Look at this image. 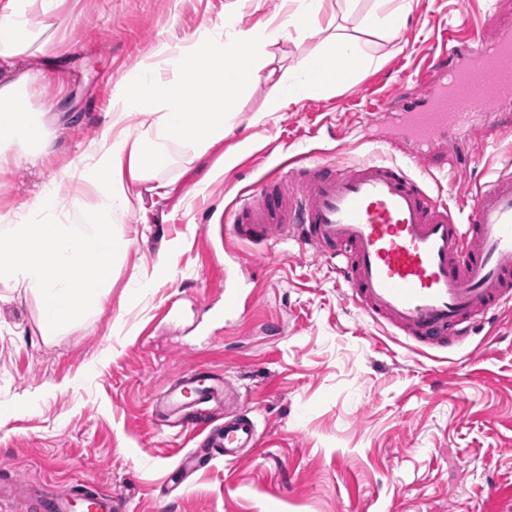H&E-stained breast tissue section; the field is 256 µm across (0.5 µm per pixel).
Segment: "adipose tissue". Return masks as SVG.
Returning <instances> with one entry per match:
<instances>
[{"instance_id":"obj_1","label":"adipose tissue","mask_w":512,"mask_h":512,"mask_svg":"<svg viewBox=\"0 0 512 512\" xmlns=\"http://www.w3.org/2000/svg\"><path fill=\"white\" fill-rule=\"evenodd\" d=\"M62 0H0V173L48 152L44 115L32 111L26 89L30 72L18 58L57 57L54 26ZM321 0H298L288 19L262 30L223 26L206 31L180 61L181 77L162 81L151 65L114 84L109 122L90 153L70 166L79 194L61 202L43 191L34 201L0 213V283L38 297L47 334L94 312L102 288L112 281V262L130 247L115 231L128 208L131 184L175 168L185 156L205 155L229 131L228 115L252 84H269L268 109L275 112L318 89L336 85L337 66L354 72L372 63L359 38L330 34L321 53L282 75L268 71V48L288 31L320 26ZM142 121L128 129L127 113Z\"/></svg>"}]
</instances>
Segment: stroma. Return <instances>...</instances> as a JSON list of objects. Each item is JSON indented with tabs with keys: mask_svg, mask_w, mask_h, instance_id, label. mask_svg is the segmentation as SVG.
I'll list each match as a JSON object with an SVG mask.
<instances>
[{
	"mask_svg": "<svg viewBox=\"0 0 512 512\" xmlns=\"http://www.w3.org/2000/svg\"><path fill=\"white\" fill-rule=\"evenodd\" d=\"M373 0L323 16L367 37L376 64L355 83L309 94L267 113L268 91H243L221 146L132 185L118 226L130 241L112 287L86 319L45 335L37 297L0 285V476L36 494L95 483L122 494L129 512H491V487L512 492V313L475 329L467 344L417 349L356 309L336 264L280 244L225 242V209L269 167L265 149L295 138L337 149L340 164L369 157L408 162L436 195L472 197L512 165V137L484 141L467 129L425 159L379 140L393 115L367 114V97L403 84L406 96L464 18L485 41L512 27V0H407L397 34L365 36ZM56 42L59 80L22 60L35 78L31 105L51 104L48 156L0 176V212L53 188L68 201L65 171L109 119L112 87L155 58L159 43L185 49L223 23L225 34L286 17L283 0H66ZM323 37L292 33L272 45L285 72L317 54ZM263 124L253 125L259 113ZM465 153L475 165L458 170ZM254 292L236 323L220 318L224 291ZM192 365L224 371L251 410L261 445L205 472L178 468L202 435L160 427L152 404Z\"/></svg>",
	"mask_w": 512,
	"mask_h": 512,
	"instance_id": "35a3bbf8",
	"label": "stroma"
}]
</instances>
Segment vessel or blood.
<instances>
[{"mask_svg": "<svg viewBox=\"0 0 512 512\" xmlns=\"http://www.w3.org/2000/svg\"><path fill=\"white\" fill-rule=\"evenodd\" d=\"M449 42L430 65L438 81L420 79L415 99L397 87L371 106L396 112L407 142L427 145L484 126L487 114L512 103L511 29L490 43L477 33ZM484 128L486 139L496 140L512 134V118ZM224 238L246 246L285 240L336 260L349 301L423 349H448L473 322L512 308L511 167L480 187L460 217L407 165L343 166L334 153L298 151L235 199ZM222 384V373L189 368L154 410L161 423L174 418L205 433L208 452L187 453L182 465L204 467L219 456L235 462L260 444L251 411H232L220 423L212 418L208 404ZM37 504L42 512H125L127 501L90 485L80 491L45 485Z\"/></svg>", "mask_w": 512, "mask_h": 512, "instance_id": "vessel-or-blood-1", "label": "vessel or blood"}]
</instances>
